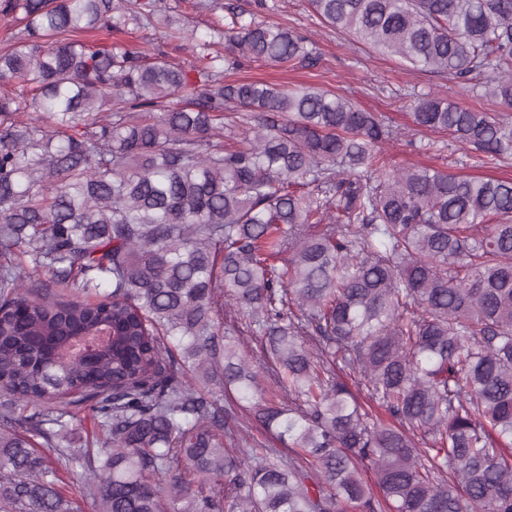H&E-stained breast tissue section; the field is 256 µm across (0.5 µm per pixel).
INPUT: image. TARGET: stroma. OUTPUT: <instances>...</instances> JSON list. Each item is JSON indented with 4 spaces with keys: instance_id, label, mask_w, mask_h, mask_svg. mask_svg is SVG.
<instances>
[{
    "instance_id": "1",
    "label": "stroma",
    "mask_w": 512,
    "mask_h": 512,
    "mask_svg": "<svg viewBox=\"0 0 512 512\" xmlns=\"http://www.w3.org/2000/svg\"><path fill=\"white\" fill-rule=\"evenodd\" d=\"M218 9H198L184 0L179 8L187 29L204 36L209 28L223 22L224 9L233 5L246 10H257L258 20L276 21L307 36L316 48V59L285 69L260 61L239 60L224 73L228 83L260 81L286 89L299 85L314 86L338 92L350 98L358 108L385 114L402 133L399 141L387 145L391 166H433L448 172L476 179L512 178V158L476 166L466 149L444 135L429 137L413 123L412 107L416 95L437 92L466 108L486 112H502V105L487 101L482 87L470 88L439 74L411 69L398 57L382 54L351 36L336 31L317 18L308 0H266L265 9L255 7V0H221ZM119 42L132 50L153 45L173 60L185 65L195 60L196 50L190 39L169 37L166 29L127 28L119 34ZM435 139L433 149L421 150V143Z\"/></svg>"
}]
</instances>
